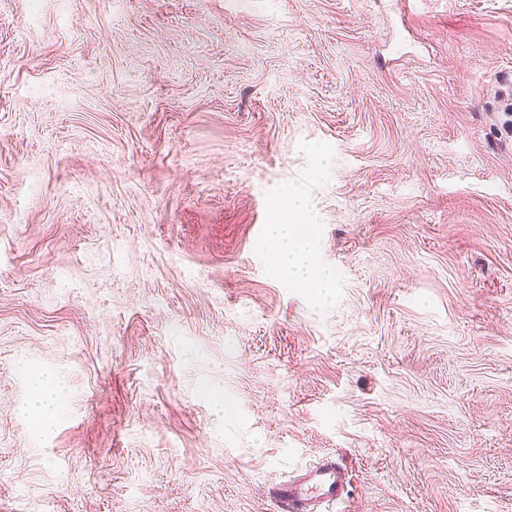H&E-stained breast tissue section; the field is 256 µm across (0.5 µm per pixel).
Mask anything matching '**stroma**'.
Listing matches in <instances>:
<instances>
[{
    "label": "stroma",
    "mask_w": 512,
    "mask_h": 512,
    "mask_svg": "<svg viewBox=\"0 0 512 512\" xmlns=\"http://www.w3.org/2000/svg\"><path fill=\"white\" fill-rule=\"evenodd\" d=\"M329 454L332 512H512V0H0V512H273ZM268 240L278 273L293 284L319 288L320 296L325 299L336 274L333 269L314 262V238L299 235L297 224H288L285 218L269 225ZM49 385L54 387V396L47 391ZM31 387L32 397L27 405L21 408V414L25 418L39 419L46 432L50 429L48 414L54 411L58 399L63 395L64 386L51 376L39 374L31 378ZM350 487L349 468L327 455L295 476L269 483L266 495L277 512H323L326 505L349 497Z\"/></svg>",
    "instance_id": "obj_1"
}]
</instances>
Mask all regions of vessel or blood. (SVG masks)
<instances>
[{"instance_id": "b4317fda", "label": "vessel or blood", "mask_w": 512, "mask_h": 512, "mask_svg": "<svg viewBox=\"0 0 512 512\" xmlns=\"http://www.w3.org/2000/svg\"><path fill=\"white\" fill-rule=\"evenodd\" d=\"M350 486L349 468L327 455L295 476L269 483L266 495L277 512H323L326 505L347 498Z\"/></svg>"}]
</instances>
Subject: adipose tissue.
Here are the masks:
<instances>
[{
    "mask_svg": "<svg viewBox=\"0 0 512 512\" xmlns=\"http://www.w3.org/2000/svg\"><path fill=\"white\" fill-rule=\"evenodd\" d=\"M268 240L273 265L283 278L293 284L328 293L335 283L336 274L333 269L315 263L313 239L302 237L296 225L281 219L270 225ZM31 387L32 397L21 413L24 417L39 420L40 424H47L64 387L54 383L52 377L42 374L32 377Z\"/></svg>",
    "mask_w": 512,
    "mask_h": 512,
    "instance_id": "adipose-tissue-1",
    "label": "adipose tissue"
}]
</instances>
